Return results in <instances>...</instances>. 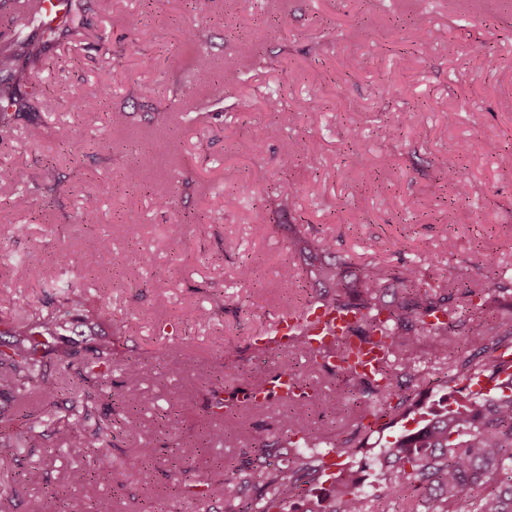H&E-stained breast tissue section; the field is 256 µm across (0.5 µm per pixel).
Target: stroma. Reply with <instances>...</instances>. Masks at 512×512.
Returning a JSON list of instances; mask_svg holds the SVG:
<instances>
[{"label": "stroma", "mask_w": 512, "mask_h": 512, "mask_svg": "<svg viewBox=\"0 0 512 512\" xmlns=\"http://www.w3.org/2000/svg\"><path fill=\"white\" fill-rule=\"evenodd\" d=\"M64 26L45 42L41 30L19 24L11 0H0V45L17 36L46 45L29 66L25 107L0 125V255H38L42 279L20 280L0 266V297L38 309L42 280L72 281L69 261L50 244L60 238L70 258L94 257L112 276L89 333L111 336L119 359L160 370L138 386L132 428L114 425L125 488L113 491L104 478L77 497L91 495L105 512H166L168 422L199 440L198 463L221 457L251 473L252 432L283 439L289 406L246 407L236 395L253 377L285 368L321 389L305 424L351 435L346 411L321 419L339 400L334 375L287 351L255 348L281 313L321 287L314 271L323 253L294 252L290 236L331 238L350 282L374 261L418 266L434 290L451 280L479 288L494 257L499 289L455 335L458 352L512 304V13L493 0H425L419 11L405 0H71ZM195 26L205 43L197 63L212 74L200 94L180 53ZM243 41L256 46L260 66L240 61ZM229 70L237 75L230 84ZM83 96L103 111H76ZM272 98L289 122L267 110ZM112 112L127 113L122 129L109 125ZM67 124L84 129L81 146L54 140ZM36 127L42 140L30 137ZM352 128L369 164L392 160L376 181L362 182L346 161ZM295 137L319 170L284 155ZM444 154L463 171L452 187L436 167ZM143 156L152 160L144 185L127 177ZM313 181L316 197L306 191ZM162 195L171 207L157 206ZM252 207L270 224L243 223ZM130 223L138 227L132 238ZM244 263L255 267L253 280L240 279ZM421 346L433 398L470 389L468 380H449L446 353ZM226 353L238 365L224 393L235 429L208 443L202 398ZM145 456L154 460L147 469ZM88 462L84 448L15 444L0 449V488L17 487L13 512H34L46 485ZM34 468L44 484L20 485Z\"/></svg>", "instance_id": "1"}]
</instances>
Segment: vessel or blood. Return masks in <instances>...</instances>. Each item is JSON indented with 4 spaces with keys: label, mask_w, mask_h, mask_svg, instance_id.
<instances>
[{
    "label": "vessel or blood",
    "mask_w": 512,
    "mask_h": 512,
    "mask_svg": "<svg viewBox=\"0 0 512 512\" xmlns=\"http://www.w3.org/2000/svg\"><path fill=\"white\" fill-rule=\"evenodd\" d=\"M37 3L41 4L46 16L55 22L62 21L68 11V0H19L17 7L26 15L29 14L32 5ZM361 323L360 313L315 305L300 315H279L271 332L258 337L257 342L261 345L274 344L285 350L292 343L294 336L301 332L312 348L324 349L345 339L350 345L348 359L343 361L336 357L330 358L329 368L336 369L347 365L370 378L385 364L388 352L385 348L356 337L355 331ZM298 393L296 378L281 370L269 376L262 385L245 387L239 398L244 402H285Z\"/></svg>",
    "instance_id": "1"
}]
</instances>
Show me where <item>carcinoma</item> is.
<instances>
[{
	"mask_svg": "<svg viewBox=\"0 0 512 512\" xmlns=\"http://www.w3.org/2000/svg\"><path fill=\"white\" fill-rule=\"evenodd\" d=\"M203 41L192 32L182 45V53L193 60L201 52ZM39 50L28 40L18 38L0 46V73L6 86L0 88V122L9 119V110L20 105L19 93L29 84L30 74L24 61ZM13 277L28 279L40 271L27 260L10 265ZM93 263L83 261L76 267V279L58 297L46 298V310L26 311L0 329V397L12 398L22 413L23 422L0 431V447L8 441L28 440L35 447L46 443H71L89 449L91 462L73 470L68 479L47 490L39 512H93L89 503L76 498L72 487L91 488L103 474L113 484L123 486L125 465L112 459V415L92 419L98 403L112 400V340L101 338L86 348H79L61 337L63 327L90 319V298L84 280L92 277ZM318 279L336 285L334 291L308 296L296 308L318 302L329 307H354L365 312L366 326L357 331L361 340H369L370 329L379 325L381 338L387 342L389 355L403 360L401 372L384 368L371 380L353 372L337 370L344 387V399L356 412L357 429L373 415L393 422L410 419L416 423L386 442L382 451L385 470L377 482L383 490L376 498L392 497L399 501L400 512H512V372L501 360V350L512 348V319L502 323L503 330L491 327V337L476 341L473 351L456 359L452 376L467 380L481 376L496 382L499 394L469 392L466 396L436 408L423 407L424 392L411 391L417 378L416 362L420 337L427 336L438 347H445L460 328L453 315L436 326H429L425 316L441 307L436 294L423 287L419 270L409 266L402 271L370 262L360 267L361 288L353 291L340 280L338 266L326 262L317 270ZM498 290V279L488 278L480 289L456 285L448 295L470 303ZM289 350L301 352L314 364L330 355L311 349L305 336H295ZM69 371L78 391L74 399L58 400V372ZM236 365L230 356L217 367L207 393V413L211 426L206 437L221 439L229 427L224 424V384L234 374ZM129 381L130 400L140 381L159 373V368L130 359L123 363ZM306 391L293 402L296 410L308 408L318 396V388L297 377ZM94 420L86 426L85 422ZM165 447L170 449L175 470L171 476L181 495L211 498L217 492V470L222 462L199 465L194 461L196 448L175 430L168 432ZM258 462L260 493L245 512H285L291 493L301 495L326 474V457L350 456L356 452L352 439L327 434L318 436L304 426L288 433V447L296 462L283 468L266 465L274 456L278 442L260 431L253 435ZM362 470L350 469L332 481L326 493L308 502L304 512H367L369 495L364 491ZM248 481L224 475L222 493L227 500L241 497ZM486 493H479L480 489Z\"/></svg>",
	"mask_w": 512,
	"mask_h": 512,
	"instance_id": "1",
	"label": "carcinoma"
}]
</instances>
